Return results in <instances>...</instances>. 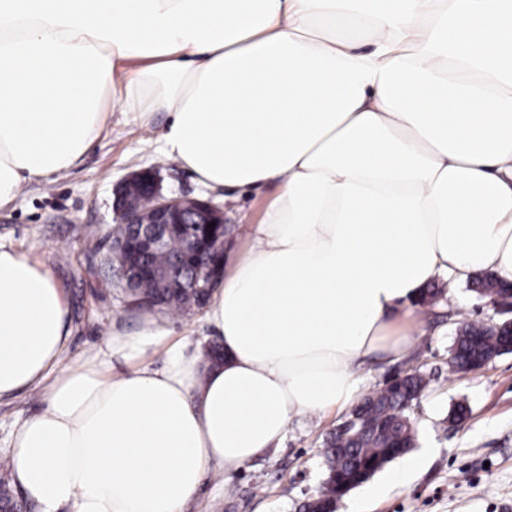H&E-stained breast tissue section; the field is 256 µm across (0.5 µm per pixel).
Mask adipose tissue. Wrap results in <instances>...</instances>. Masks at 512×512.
<instances>
[{
  "mask_svg": "<svg viewBox=\"0 0 512 512\" xmlns=\"http://www.w3.org/2000/svg\"><path fill=\"white\" fill-rule=\"evenodd\" d=\"M117 110L166 113L204 187L271 195L211 288V370L149 311L62 365L65 292L0 245V398L51 382L10 441L39 512H181L353 406L436 278L512 280V0H0V208Z\"/></svg>",
  "mask_w": 512,
  "mask_h": 512,
  "instance_id": "ef3b65f1",
  "label": "adipose tissue"
}]
</instances>
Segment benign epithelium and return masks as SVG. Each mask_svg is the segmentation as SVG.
Wrapping results in <instances>:
<instances>
[{
  "instance_id": "1",
  "label": "benign epithelium",
  "mask_w": 512,
  "mask_h": 512,
  "mask_svg": "<svg viewBox=\"0 0 512 512\" xmlns=\"http://www.w3.org/2000/svg\"><path fill=\"white\" fill-rule=\"evenodd\" d=\"M116 226L108 231L110 242L112 273L122 286L141 281L137 268L125 261L123 254L126 245L125 227L134 224L140 236L155 246L162 244V226L165 224H217L225 223L224 209L212 201H204L187 196H172L164 192L158 169L154 167L131 173L119 186L116 203ZM213 268L209 254L200 252L195 258L193 270L188 274V283L193 288H207L210 285ZM496 312L507 316L502 322L492 319L475 334V339L488 334L501 337L499 352L512 351V299L494 305ZM373 425L366 404H361L335 431L336 447L342 448L351 438L350 430L361 436L371 433Z\"/></svg>"
}]
</instances>
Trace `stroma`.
Wrapping results in <instances>:
<instances>
[{
  "label": "stroma",
  "mask_w": 512,
  "mask_h": 512,
  "mask_svg": "<svg viewBox=\"0 0 512 512\" xmlns=\"http://www.w3.org/2000/svg\"><path fill=\"white\" fill-rule=\"evenodd\" d=\"M165 121L162 113L145 124L113 113L107 131L71 172L30 185L0 209V243L43 265L69 300L73 333L66 360L91 355L112 328L133 332L139 327V310L127 304L113 278L108 249L94 255L86 250L89 235L104 236L113 224L115 188L129 173L160 166L165 192L223 206L231 230L241 221L255 222L262 212L263 195L226 202L160 156ZM494 315L487 299L467 283L456 284L423 316L422 334L406 357L367 367L369 393L399 369L428 374L429 384L411 411L417 427L413 453L422 463L409 479L390 483L381 494L353 490L338 501L336 512H348L354 500L360 501V512H512V353L466 375L448 365L458 320ZM460 403L468 406L470 416L462 426H450L446 418ZM44 406L41 388L0 399V457L9 454L15 422ZM349 417L344 411L293 421L280 448L256 456L232 475L218 469L209 473L182 512H298L324 479L325 438Z\"/></svg>",
  "instance_id": "stroma-1"
}]
</instances>
